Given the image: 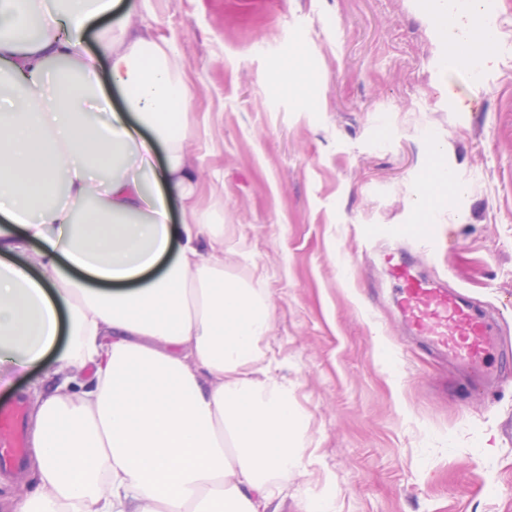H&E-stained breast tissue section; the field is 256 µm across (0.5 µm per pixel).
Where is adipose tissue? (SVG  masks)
Here are the masks:
<instances>
[{"instance_id": "1", "label": "adipose tissue", "mask_w": 512, "mask_h": 512, "mask_svg": "<svg viewBox=\"0 0 512 512\" xmlns=\"http://www.w3.org/2000/svg\"><path fill=\"white\" fill-rule=\"evenodd\" d=\"M155 13L0 0V388L71 338L31 404L35 490L0 512H269L300 467L306 415L199 203L195 96Z\"/></svg>"}]
</instances>
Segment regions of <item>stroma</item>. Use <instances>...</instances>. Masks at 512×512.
Wrapping results in <instances>:
<instances>
[{
	"instance_id": "obj_1",
	"label": "stroma",
	"mask_w": 512,
	"mask_h": 512,
	"mask_svg": "<svg viewBox=\"0 0 512 512\" xmlns=\"http://www.w3.org/2000/svg\"><path fill=\"white\" fill-rule=\"evenodd\" d=\"M493 2L494 64L453 72L417 0H160L210 132L201 203L224 207V263L269 299L259 347L307 416L275 512H512V359L497 390L438 396L446 368L364 253L421 230L512 334V0ZM298 55L301 97L278 80Z\"/></svg>"
}]
</instances>
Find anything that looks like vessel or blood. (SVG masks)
Returning <instances> with one entry per match:
<instances>
[{"mask_svg": "<svg viewBox=\"0 0 512 512\" xmlns=\"http://www.w3.org/2000/svg\"><path fill=\"white\" fill-rule=\"evenodd\" d=\"M434 250L421 240L402 247L384 239L378 257L396 290V306L406 329L428 348L471 375L492 380L494 355L512 353V337L480 312L463 292L437 274L419 271L417 258ZM25 411L21 403L0 406V469L20 467L25 448Z\"/></svg>", "mask_w": 512, "mask_h": 512, "instance_id": "vessel-or-blood-1", "label": "vessel or blood"}]
</instances>
